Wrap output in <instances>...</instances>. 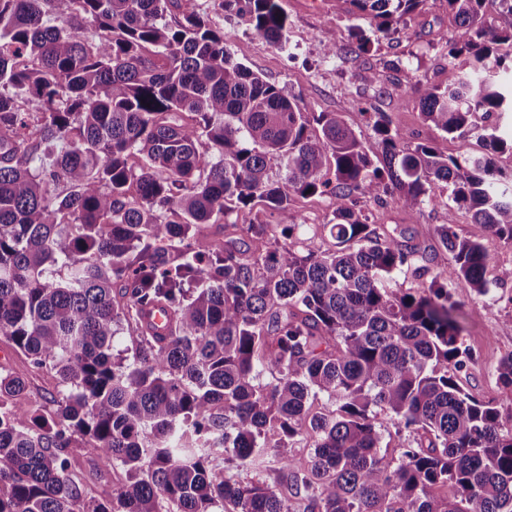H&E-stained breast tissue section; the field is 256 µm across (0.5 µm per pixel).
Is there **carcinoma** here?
I'll list each match as a JSON object with an SVG mask.
<instances>
[{
	"instance_id": "carcinoma-1",
	"label": "carcinoma",
	"mask_w": 512,
	"mask_h": 512,
	"mask_svg": "<svg viewBox=\"0 0 512 512\" xmlns=\"http://www.w3.org/2000/svg\"><path fill=\"white\" fill-rule=\"evenodd\" d=\"M349 2L374 30L351 26L336 47L359 57L424 0ZM486 2L444 0L461 29L448 58L469 68L416 93L424 122L512 156V55L499 53L512 0L490 21ZM222 6L286 46L279 0ZM179 8L0 0V341L61 385L48 400L0 367V512H512V354L496 367L500 401L465 392L472 353L449 289L512 282V267L487 279L492 256L454 228L465 209L512 246V173L405 146L388 113L358 103L372 155L344 113L305 112L202 16L169 26ZM437 183L444 265L358 207L417 217ZM310 193L332 201V249L297 235L291 198ZM257 205L279 222L221 223ZM401 274L416 287H386ZM155 306L163 331L145 321ZM120 333L127 363L112 356ZM320 396L331 407L318 412ZM382 411L408 435L397 458L382 451ZM75 448L121 467L122 487L93 495L70 471ZM270 452L285 490L236 478Z\"/></svg>"
}]
</instances>
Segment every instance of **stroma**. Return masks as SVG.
Listing matches in <instances>:
<instances>
[{"label": "stroma", "mask_w": 512, "mask_h": 512, "mask_svg": "<svg viewBox=\"0 0 512 512\" xmlns=\"http://www.w3.org/2000/svg\"><path fill=\"white\" fill-rule=\"evenodd\" d=\"M288 17V47L279 49L266 43L237 18L224 12L220 0H181L174 19L197 12L212 25L223 28L224 39L233 58L263 79L287 84L300 93L311 112H344L353 122L361 117L353 105L372 103L376 111L389 113L403 143H427L444 155L476 151L475 141L452 137L423 122L418 101L406 89L415 83L448 86L468 68L466 57L447 60L445 38L455 37L442 0H425L421 8L408 16L400 33L380 39L372 51L353 61L334 52L337 31L355 24L349 5L336 0H282ZM399 61L398 69L388 61ZM448 190L434 185L423 213L410 217L396 205H370L374 223L411 228L425 244L437 243L434 229L444 223ZM293 210L307 228L316 229L315 248H330L333 240L325 225L332 218L329 200L324 196H293ZM454 300L463 306L466 331L464 340L475 359L461 374L464 389L473 397L488 401L500 399L495 376L499 361L512 353V283L493 289L490 299L475 296L462 280L451 285ZM0 365L22 376L30 390L45 397L57 395L58 381L53 372L34 367L21 353L0 343Z\"/></svg>", "instance_id": "obj_1"}]
</instances>
